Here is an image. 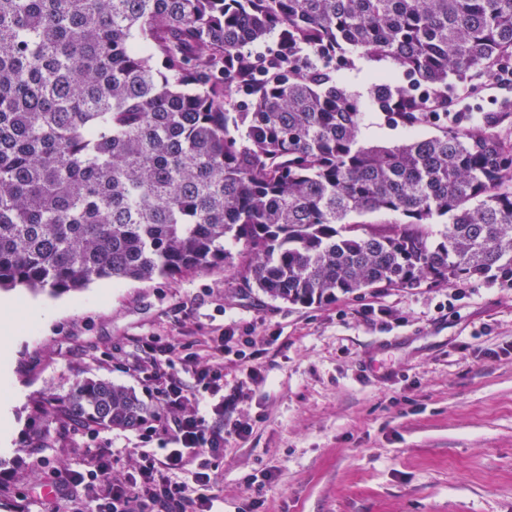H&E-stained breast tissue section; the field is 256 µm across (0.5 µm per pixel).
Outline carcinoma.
<instances>
[{"mask_svg": "<svg viewBox=\"0 0 512 512\" xmlns=\"http://www.w3.org/2000/svg\"><path fill=\"white\" fill-rule=\"evenodd\" d=\"M350 50L412 78L370 100L417 127L512 71V0H0V290L205 273L228 237L240 286L291 305L512 284L508 115L369 145L333 77ZM367 212L400 220L348 222ZM62 412L132 429L147 407L89 378Z\"/></svg>", "mask_w": 512, "mask_h": 512, "instance_id": "obj_1", "label": "carcinoma"}]
</instances>
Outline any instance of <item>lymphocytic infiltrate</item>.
I'll list each match as a JSON object with an SVG mask.
<instances>
[{"label": "lymphocytic infiltrate", "instance_id": "obj_1", "mask_svg": "<svg viewBox=\"0 0 512 512\" xmlns=\"http://www.w3.org/2000/svg\"><path fill=\"white\" fill-rule=\"evenodd\" d=\"M255 342L248 336L219 337L208 361H200L185 343L170 337L146 344V356L129 366L156 398L153 421L143 422L136 472L117 474L111 448H99L82 470L66 474L63 485L67 512H214L212 461L224 437L207 424L203 402L227 413L245 385L259 383L247 356ZM234 355L241 377L233 394L224 392V359Z\"/></svg>", "mask_w": 512, "mask_h": 512}]
</instances>
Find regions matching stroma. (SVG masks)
<instances>
[{
  "label": "stroma",
  "instance_id": "stroma-1",
  "mask_svg": "<svg viewBox=\"0 0 512 512\" xmlns=\"http://www.w3.org/2000/svg\"><path fill=\"white\" fill-rule=\"evenodd\" d=\"M391 63L360 57L337 81L367 95ZM454 109L491 118L512 108L493 83L457 88ZM411 128L363 109L373 145L409 140ZM17 308H59L49 327L13 350L21 398L8 452L0 454V512H63L50 471L82 468L111 446L115 471L135 470L138 429L89 433L40 414L84 378L141 391L126 369L152 336L200 344L223 332L261 337L254 361L263 378L233 411L208 414L218 431L236 420L248 435L227 438L212 472L223 512H512V288L488 280L423 284L341 297L324 306L274 301L239 286L227 265L186 277L102 279L57 296L10 293Z\"/></svg>",
  "mask_w": 512,
  "mask_h": 512
}]
</instances>
